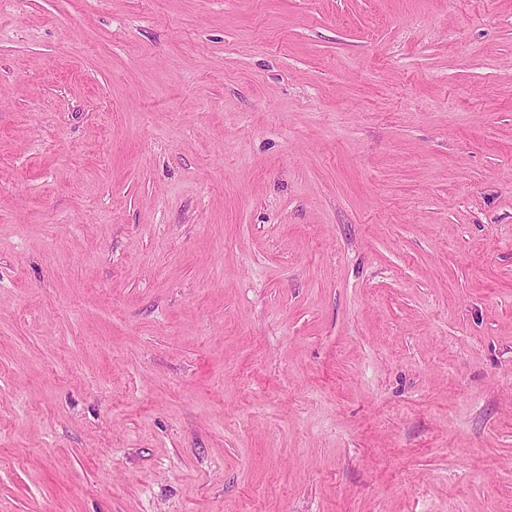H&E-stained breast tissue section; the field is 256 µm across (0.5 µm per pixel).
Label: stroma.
Masks as SVG:
<instances>
[{
  "instance_id": "stroma-1",
  "label": "stroma",
  "mask_w": 512,
  "mask_h": 512,
  "mask_svg": "<svg viewBox=\"0 0 512 512\" xmlns=\"http://www.w3.org/2000/svg\"><path fill=\"white\" fill-rule=\"evenodd\" d=\"M0 512H512V0H0Z\"/></svg>"
}]
</instances>
